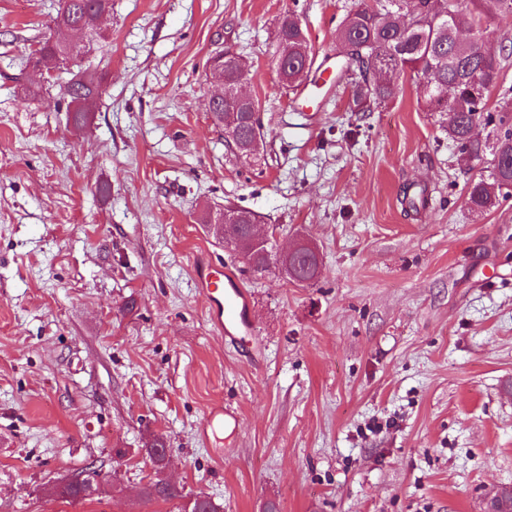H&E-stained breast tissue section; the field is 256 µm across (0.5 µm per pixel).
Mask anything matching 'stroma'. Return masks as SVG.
<instances>
[{
    "label": "stroma",
    "instance_id": "1",
    "mask_svg": "<svg viewBox=\"0 0 512 512\" xmlns=\"http://www.w3.org/2000/svg\"><path fill=\"white\" fill-rule=\"evenodd\" d=\"M59 2L0 0V512H182L196 493L224 512H482L512 486V197L470 210L490 162H461L417 79L363 114L349 72L312 109L276 73L283 13L333 58L376 0H112L79 130L71 72L34 66ZM225 47L260 102L256 160L207 110ZM228 204L276 249L313 241L319 279L242 272L202 222ZM199 257L248 291L259 361L214 333ZM220 406L235 422L203 433ZM155 436L178 498L141 494ZM88 465L115 488L50 497ZM101 92V80L91 70L78 72L64 87V95L69 99L68 112L76 128L85 126L91 112V104Z\"/></svg>",
    "mask_w": 512,
    "mask_h": 512
}]
</instances>
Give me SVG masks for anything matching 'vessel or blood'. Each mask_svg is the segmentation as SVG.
<instances>
[{"label": "vessel or blood", "instance_id": "vessel-or-blood-1", "mask_svg": "<svg viewBox=\"0 0 512 512\" xmlns=\"http://www.w3.org/2000/svg\"><path fill=\"white\" fill-rule=\"evenodd\" d=\"M194 275L207 301L212 327L229 342H243L251 329L248 297L238 288L233 273L223 263L204 259L196 263Z\"/></svg>", "mask_w": 512, "mask_h": 512}]
</instances>
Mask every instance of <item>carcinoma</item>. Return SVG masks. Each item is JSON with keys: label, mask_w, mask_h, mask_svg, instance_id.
Segmentation results:
<instances>
[{"label": "carcinoma", "mask_w": 512, "mask_h": 512, "mask_svg": "<svg viewBox=\"0 0 512 512\" xmlns=\"http://www.w3.org/2000/svg\"><path fill=\"white\" fill-rule=\"evenodd\" d=\"M112 10V0H61L54 18L57 36L38 42L36 64L47 70H67L88 53L86 47L71 42L66 34L79 27L89 35L92 44L103 38L102 21ZM464 23L460 0H378L376 7H359L348 13L336 29V40L352 52L348 63L356 64L354 82L356 111L372 112L395 100L402 92L399 77L410 75L430 79L423 87L426 111L447 116L444 131L469 161L482 160L492 149L493 161L488 175L470 183L467 203L471 210L484 212L500 199L512 197V100L497 109L488 107V97L475 95L478 87L496 86L500 77V60L487 55L479 38H459ZM275 54L284 66V85L294 87L308 76L312 65V49L307 33L290 14L279 21ZM245 73L238 58H224L225 88H236ZM101 92V80L91 70L74 75L64 87L68 111L73 125L85 126L91 104ZM215 125L224 128V137L248 155L249 145L257 137L250 112L254 105L217 103L208 107ZM479 125L493 126V145L473 135ZM255 212L234 208L224 220L227 224L213 230L224 241V248L242 256V271L254 276L272 267L283 266L288 279L310 283L318 279L322 263L318 252L306 245L282 257L273 244L251 247L252 220ZM166 441L154 438L145 449L155 471L165 468ZM147 497L172 499L180 496L174 486L155 480L145 490ZM492 512H512V487L499 489L491 505Z\"/></svg>", "instance_id": "cac0c4a2"}]
</instances>
